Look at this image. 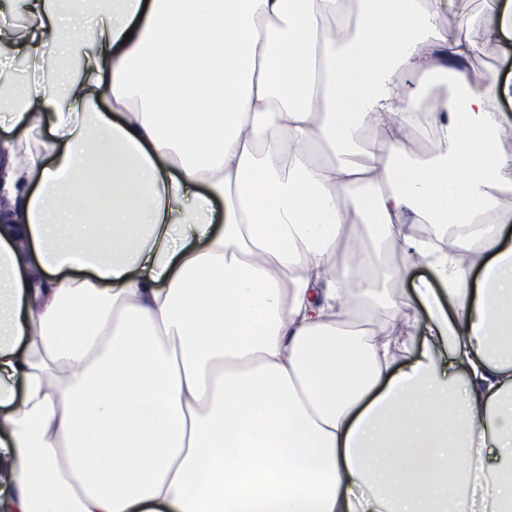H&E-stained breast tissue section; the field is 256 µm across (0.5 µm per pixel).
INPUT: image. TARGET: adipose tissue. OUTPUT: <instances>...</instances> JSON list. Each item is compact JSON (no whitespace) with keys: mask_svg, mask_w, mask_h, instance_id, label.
Returning <instances> with one entry per match:
<instances>
[{"mask_svg":"<svg viewBox=\"0 0 512 512\" xmlns=\"http://www.w3.org/2000/svg\"><path fill=\"white\" fill-rule=\"evenodd\" d=\"M20 2L0 512H512V79L472 68L512 0L477 38L436 0ZM420 275L426 276L427 274L422 270L412 269L408 273L406 280L403 283L401 282L398 286L403 300V303L399 304L400 308L404 313L408 314L410 317H415L417 320H421L424 317L423 313L417 309L413 291V283L418 282ZM420 324L421 323L417 321V325L411 330L410 336H400L398 343L400 351L398 352L399 358L397 367L406 365L410 359L421 350L422 336H420V329L418 328Z\"/></svg>","mask_w":512,"mask_h":512,"instance_id":"ef3b65f1","label":"adipose tissue"}]
</instances>
